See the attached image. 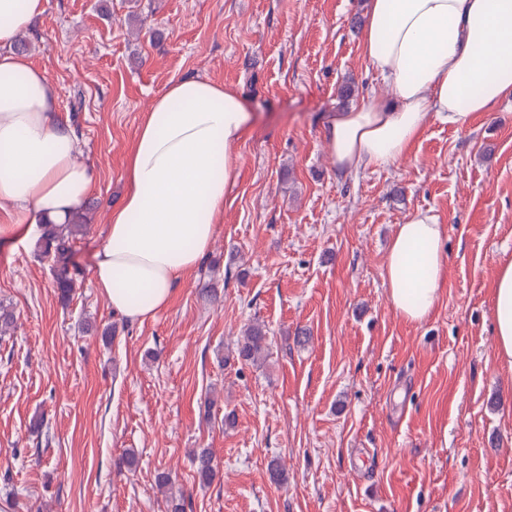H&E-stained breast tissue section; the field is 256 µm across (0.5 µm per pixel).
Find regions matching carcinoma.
I'll return each mask as SVG.
<instances>
[{
    "instance_id": "1",
    "label": "carcinoma",
    "mask_w": 512,
    "mask_h": 512,
    "mask_svg": "<svg viewBox=\"0 0 512 512\" xmlns=\"http://www.w3.org/2000/svg\"><path fill=\"white\" fill-rule=\"evenodd\" d=\"M87 214L73 216L68 224H43L42 233L37 245L42 254L51 257L53 261L54 287L61 300L70 298L76 288L75 273L72 271V242L90 223ZM266 349V331L259 323L248 325L242 332L238 342L237 358L246 362L256 363L264 358ZM197 477L204 484L212 483L218 477L212 453L207 448H198L192 454ZM159 489L169 494L170 512H184L183 499L172 494V478L169 473L161 472L156 475Z\"/></svg>"
}]
</instances>
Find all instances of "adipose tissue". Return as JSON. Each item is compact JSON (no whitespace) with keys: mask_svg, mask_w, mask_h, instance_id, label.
Returning a JSON list of instances; mask_svg holds the SVG:
<instances>
[{"mask_svg":"<svg viewBox=\"0 0 512 512\" xmlns=\"http://www.w3.org/2000/svg\"><path fill=\"white\" fill-rule=\"evenodd\" d=\"M45 6L0 0V202L17 212L0 234L23 239L36 225L67 223L97 189L94 171L76 160L77 137L54 84L12 49ZM361 44L393 100L365 96L329 115L323 137L339 174L391 168L429 120L467 129L478 113L512 100V0H368ZM252 124L236 90L205 77L174 81L153 99L125 157L127 191L92 267L114 313L139 323L155 318L208 253L224 194L240 174L231 147ZM446 241L445 225L427 211L397 226L382 277L405 322L432 314L445 283ZM491 294L495 354L512 369V257L498 262Z\"/></svg>","mask_w":512,"mask_h":512,"instance_id":"adipose-tissue-1","label":"adipose tissue"}]
</instances>
